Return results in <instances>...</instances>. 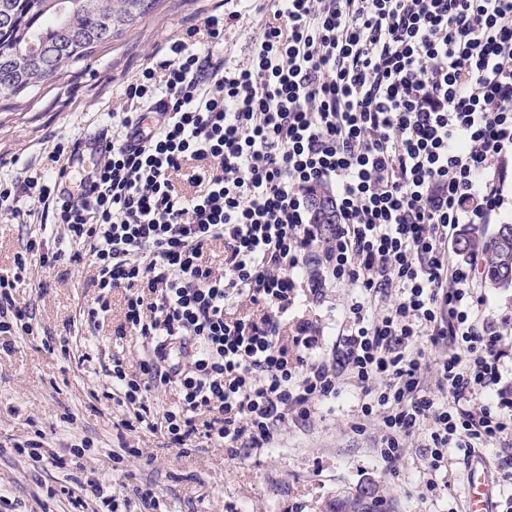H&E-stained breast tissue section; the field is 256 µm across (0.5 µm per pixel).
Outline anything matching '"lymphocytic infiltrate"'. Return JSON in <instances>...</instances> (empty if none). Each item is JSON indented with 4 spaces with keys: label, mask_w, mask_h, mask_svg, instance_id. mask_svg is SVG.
I'll return each mask as SVG.
<instances>
[{
    "label": "lymphocytic infiltrate",
    "mask_w": 512,
    "mask_h": 512,
    "mask_svg": "<svg viewBox=\"0 0 512 512\" xmlns=\"http://www.w3.org/2000/svg\"><path fill=\"white\" fill-rule=\"evenodd\" d=\"M200 33L222 40L223 15L127 84L88 190L63 189L60 142L50 180H0L1 212L37 201L63 227L62 246L28 236L0 274V348L36 317L15 300L33 265L88 261L98 294L85 324L103 328L124 290V326L143 346L107 369L125 428L258 453L351 386L350 428L378 420L386 469L424 433L421 497H440L449 449L512 447L500 385L512 314L486 315L484 255L460 262L455 248L458 226L490 223L512 178V0H279L244 68L194 48ZM191 162L188 196L175 178ZM320 185L336 223L313 221ZM218 241L215 269L205 254ZM326 279L359 292L329 347L290 320ZM159 389L176 396L160 413ZM46 494L72 512L161 508L152 488L131 500L97 478Z\"/></svg>",
    "instance_id": "1"
}]
</instances>
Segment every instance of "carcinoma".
<instances>
[{"instance_id":"cac0c4a2","label":"carcinoma","mask_w":512,"mask_h":512,"mask_svg":"<svg viewBox=\"0 0 512 512\" xmlns=\"http://www.w3.org/2000/svg\"><path fill=\"white\" fill-rule=\"evenodd\" d=\"M160 0H0V99L10 100L91 57L152 13ZM485 250L484 273L495 288H512V224L463 249Z\"/></svg>"}]
</instances>
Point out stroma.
Here are the masks:
<instances>
[{
	"mask_svg": "<svg viewBox=\"0 0 512 512\" xmlns=\"http://www.w3.org/2000/svg\"><path fill=\"white\" fill-rule=\"evenodd\" d=\"M276 9L275 0H162L134 29L61 79L0 102V176L46 173L45 153L58 139L101 131L124 86L152 65L154 51L209 14L225 16L224 39L210 47L215 58L246 65ZM46 221L39 204L21 222L0 214V273L13 268L23 225L36 228ZM92 277L85 262L50 270L36 266L32 287L16 295L18 302L31 301L37 308L31 332L18 336L13 351H0V494L17 500L19 512H68L67 501L46 499L44 488H73L93 477L110 480L113 491L128 496L135 487L151 486L168 512H363L375 500L382 501L384 512H448L446 500L419 496L420 437L410 439L408 453L390 472L374 453L377 421H368L364 434L350 430L358 412V397L350 389L307 425H288L275 448L256 455L230 457L202 436L183 448H164L148 429L124 428L122 407L105 396L106 368L111 355L134 360L141 347L116 336L124 321L120 291L112 294L103 329L80 327V308L97 295ZM323 292L308 316L331 341L351 290L329 284ZM75 334L86 339L87 362L48 346V338ZM37 431L45 433L53 451L72 438L88 440L91 447L64 468L48 458L36 462L13 452L14 443ZM125 445L141 448V456L123 455Z\"/></svg>",
	"mask_w": 512,
	"mask_h": 512,
	"instance_id": "1",
	"label": "stroma"
}]
</instances>
